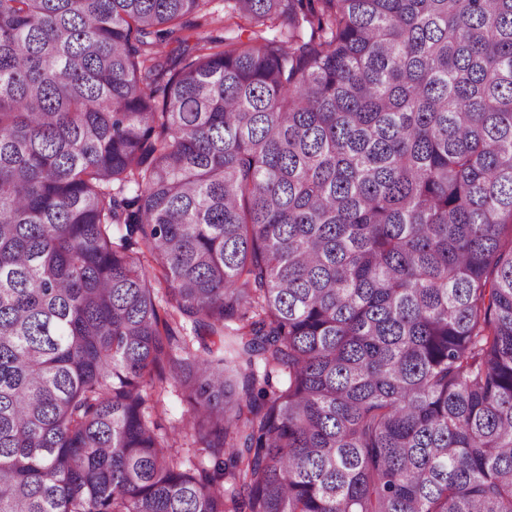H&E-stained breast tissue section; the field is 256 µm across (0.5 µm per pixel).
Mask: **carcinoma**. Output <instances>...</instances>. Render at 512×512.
<instances>
[{"label":"carcinoma","mask_w":512,"mask_h":512,"mask_svg":"<svg viewBox=\"0 0 512 512\" xmlns=\"http://www.w3.org/2000/svg\"><path fill=\"white\" fill-rule=\"evenodd\" d=\"M211 2L0 0V512H512V0ZM215 37L223 38L224 29L216 25L206 24L202 20L200 21L199 26L187 27L186 29L174 35V37L171 40L162 43L159 47V51L161 52L162 56H166L167 54H170L173 50L178 48V46L180 45V40H187L188 44L192 46L198 42L203 43V41ZM188 406L182 400L180 393L176 390L173 383L167 384V392L164 400L156 407L153 412V419L162 425L161 433H165L169 438L177 440L182 448H179L183 461L189 460L198 463L201 456L197 451L199 445L194 443V437L185 429L188 417Z\"/></svg>","instance_id":"obj_1"}]
</instances>
